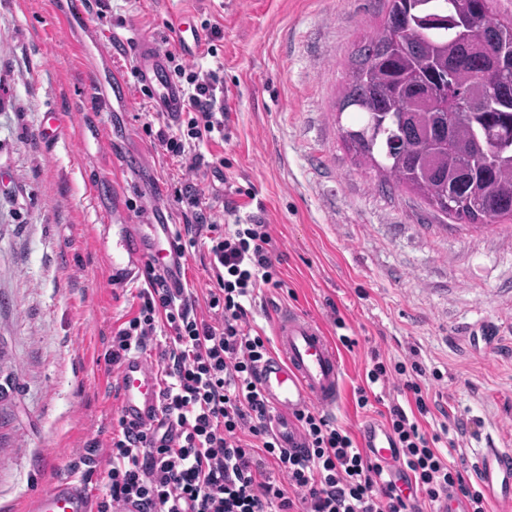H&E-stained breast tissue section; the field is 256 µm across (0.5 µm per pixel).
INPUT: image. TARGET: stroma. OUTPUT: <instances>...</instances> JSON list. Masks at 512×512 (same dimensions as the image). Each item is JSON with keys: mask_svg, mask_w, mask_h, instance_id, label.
Segmentation results:
<instances>
[{"mask_svg": "<svg viewBox=\"0 0 512 512\" xmlns=\"http://www.w3.org/2000/svg\"><path fill=\"white\" fill-rule=\"evenodd\" d=\"M91 22L63 31L70 0H0V512H31L51 483L75 479L105 492L112 426L120 415L114 332L135 313L137 289L109 288L95 250L98 224L120 190L131 223L156 197L177 214L174 187L198 184L218 224L261 212L283 282L262 289L252 327L274 333L283 306L317 321L339 347L344 384L335 424L360 439L382 423L359 409L372 354L416 360L430 400L472 420L453 464L473 475L481 448L512 450V219L443 224L415 196L383 193L356 164L339 109L357 45L373 35L384 0H93ZM188 15L202 46L194 70L221 69L228 121L189 169L154 145L166 122L144 96L122 47L101 59L97 42L146 35L175 50L171 11ZM132 87L104 107L111 70ZM65 130L43 143L44 116ZM97 116L94 129L84 114ZM145 155L152 175L113 177L109 138ZM237 215H229L228 207ZM185 286L209 318L213 283L203 246L190 248Z\"/></svg>", "mask_w": 512, "mask_h": 512, "instance_id": "1", "label": "stroma"}]
</instances>
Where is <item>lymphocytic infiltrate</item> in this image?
I'll return each mask as SVG.
<instances>
[{
	"label": "lymphocytic infiltrate",
	"mask_w": 512,
	"mask_h": 512,
	"mask_svg": "<svg viewBox=\"0 0 512 512\" xmlns=\"http://www.w3.org/2000/svg\"><path fill=\"white\" fill-rule=\"evenodd\" d=\"M173 72L186 83L187 129L161 128L155 139L197 169L204 162L201 144L223 133L227 112L217 96L215 71L202 74L178 64ZM174 196L187 204L193 220L175 228L171 246L183 255L207 237L214 278L209 305L220 319H198L187 290L172 292L153 267H145L147 286L138 293L137 312L113 334L107 362L119 365L164 328L169 346L158 355L161 411L178 433L172 438L118 420L108 449V491L96 512H410L411 501L389 481L383 465L318 409L298 416L308 442L304 451L280 448L258 386V367L271 342L248 318L261 289L282 285L269 226L258 213L225 226L208 223L191 183L175 188ZM392 371L403 375L402 390L415 404L411 413L390 404L384 415L405 480L428 503L453 493L467 500L469 512H486L483 494L448 460L468 432L467 421H455L444 450L440 435L428 434L420 423L432 409L418 362L389 369L375 361L356 390L358 406H368L373 385Z\"/></svg>",
	"instance_id": "1"
}]
</instances>
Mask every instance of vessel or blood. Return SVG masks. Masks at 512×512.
I'll use <instances>...</instances> for the list:
<instances>
[{"mask_svg":"<svg viewBox=\"0 0 512 512\" xmlns=\"http://www.w3.org/2000/svg\"><path fill=\"white\" fill-rule=\"evenodd\" d=\"M134 67L138 80L152 94L155 111H182L184 92L170 77L166 54L155 41L136 39ZM112 228L96 233V247L105 261L110 288H129L146 263H153L168 287H182L183 262L168 248L174 211L125 223L123 205H115ZM277 350L258 368L259 387L270 407V428L280 446L291 452L306 445L297 415L310 406L335 414L341 399L343 367L336 347L319 323L294 310L276 315ZM117 388L123 417L130 422L158 427L163 420L157 374L151 358L131 352L123 361ZM362 446L368 455L390 460L395 455L389 435L379 426L364 427ZM481 484L492 498L496 512H512V452L485 448L477 453ZM32 512H94L91 495L70 481H59L34 500Z\"/></svg>","mask_w":512,"mask_h":512,"instance_id":"1","label":"vessel or blood"}]
</instances>
